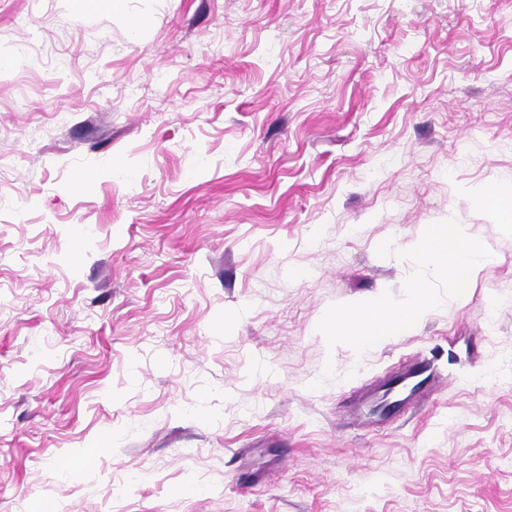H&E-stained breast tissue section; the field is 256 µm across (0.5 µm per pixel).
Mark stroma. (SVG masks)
Listing matches in <instances>:
<instances>
[{"label":"stroma","instance_id":"stroma-1","mask_svg":"<svg viewBox=\"0 0 512 512\" xmlns=\"http://www.w3.org/2000/svg\"><path fill=\"white\" fill-rule=\"evenodd\" d=\"M489 189L512 0H0V512H512ZM449 218L497 257L465 300L328 347ZM416 355L433 406L369 417ZM428 371V360L426 358H415L410 360L404 365L399 371L395 373H399L397 376L391 379L384 378L380 383L373 388L369 393H367L366 398L372 397L376 392L383 390L384 386L392 379L400 378L404 382L410 379L418 378L423 376Z\"/></svg>","mask_w":512,"mask_h":512}]
</instances>
